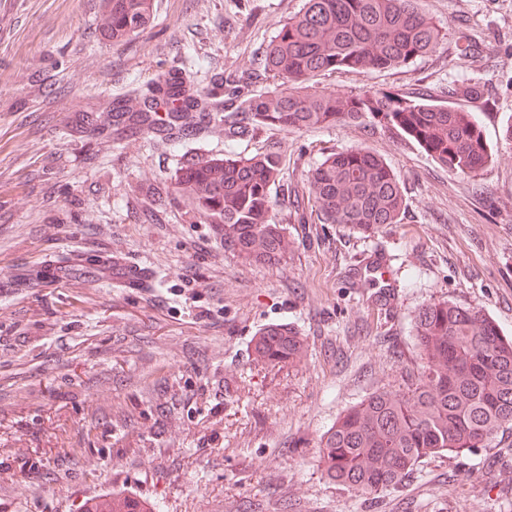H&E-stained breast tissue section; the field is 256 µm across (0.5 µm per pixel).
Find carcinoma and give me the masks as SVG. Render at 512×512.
<instances>
[{"mask_svg":"<svg viewBox=\"0 0 512 512\" xmlns=\"http://www.w3.org/2000/svg\"><path fill=\"white\" fill-rule=\"evenodd\" d=\"M418 0H304L263 54L277 85L256 92L249 78H213L224 90V138L233 144L262 126L303 131L371 117L420 146L448 170L477 174L491 160L472 112L382 90H318L317 77L345 71H397L433 52L442 27L423 14ZM154 0H112L105 35L119 42L144 30ZM212 91L184 81L152 83L139 108H112L115 125L148 129L176 143L197 134L211 118ZM280 174L274 152L248 158L193 157L180 170L182 195L213 224L224 225V250L275 264L286 252L283 227L273 222L271 187ZM308 192L322 224L366 234L398 224L405 208L402 186L384 160L366 148L327 155L308 177ZM418 353L397 389L370 394L343 412L320 441L325 476L362 493L400 484L422 460L483 448L512 428V339L475 307L448 301L427 304L415 317ZM255 354L278 365L305 347L284 324L261 328ZM81 512H160L159 501L122 490L85 500Z\"/></svg>","mask_w":512,"mask_h":512,"instance_id":"obj_1","label":"carcinoma"}]
</instances>
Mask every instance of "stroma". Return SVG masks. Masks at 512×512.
I'll return each mask as SVG.
<instances>
[{"label":"stroma","instance_id":"1","mask_svg":"<svg viewBox=\"0 0 512 512\" xmlns=\"http://www.w3.org/2000/svg\"><path fill=\"white\" fill-rule=\"evenodd\" d=\"M154 3L149 27L114 43L107 0H0V512H80L119 487L163 512H512L510 429L377 494L317 463L343 411L397 388L426 304L481 307L512 336V0H419L446 32L435 52L318 79L473 111L492 152L477 175L378 125L261 127L235 145L281 158L273 219L289 248L275 265L225 251L223 227L176 190L187 158L226 151L219 117L173 146L116 134L110 109H137L173 69L198 90L229 71L264 90L260 53L303 0ZM464 81L480 99L451 95ZM357 147L404 189L400 223L373 234L314 222L308 200L310 170ZM375 249L393 288L352 276ZM106 257L141 270L140 285L102 276ZM272 323L305 336L293 364L255 356Z\"/></svg>","mask_w":512,"mask_h":512}]
</instances>
